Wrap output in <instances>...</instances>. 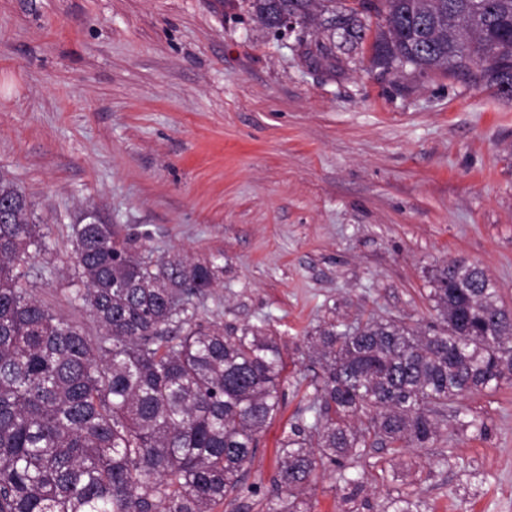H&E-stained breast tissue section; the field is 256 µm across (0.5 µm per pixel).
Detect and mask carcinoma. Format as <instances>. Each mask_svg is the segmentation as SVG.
Here are the masks:
<instances>
[{"label":"carcinoma","mask_w":512,"mask_h":512,"mask_svg":"<svg viewBox=\"0 0 512 512\" xmlns=\"http://www.w3.org/2000/svg\"><path fill=\"white\" fill-rule=\"evenodd\" d=\"M249 9L273 32L298 17L303 54L313 45L338 63L374 17L382 72H443L512 97V0H250ZM49 237L0 178V512L233 505L281 406L278 338L199 317L194 298L221 273L213 262L155 260L85 211L72 228V295L101 330L91 339L22 287ZM428 299L426 331L373 315L315 328L313 421L284 435L265 512H311L305 493L327 461L341 465L345 512H359L369 505L362 474L347 469L367 449L427 448L457 398L512 384V310L485 271L455 259L436 269ZM382 512L421 505L396 497Z\"/></svg>","instance_id":"carcinoma-1"}]
</instances>
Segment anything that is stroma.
Instances as JSON below:
<instances>
[{"instance_id": "stroma-1", "label": "stroma", "mask_w": 512, "mask_h": 512, "mask_svg": "<svg viewBox=\"0 0 512 512\" xmlns=\"http://www.w3.org/2000/svg\"><path fill=\"white\" fill-rule=\"evenodd\" d=\"M0 175L51 226L29 291L88 336L68 293L88 208L153 257L215 260L200 317L279 336L284 399L239 512H263L284 430L313 420L322 320L428 326L432 275L461 258L512 307V100L382 73L366 45L334 68L246 0H0ZM454 407L430 447L363 459L374 507L512 512V385Z\"/></svg>"}]
</instances>
